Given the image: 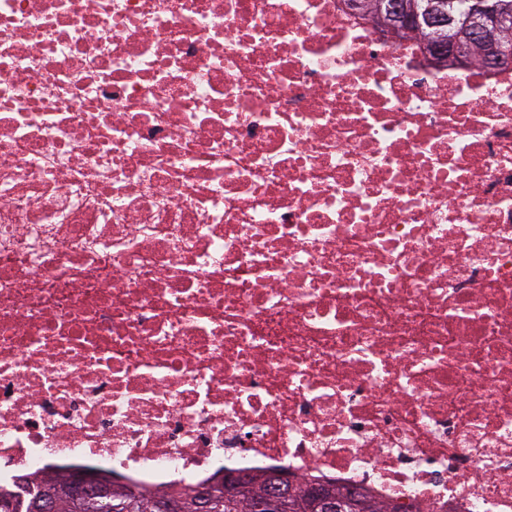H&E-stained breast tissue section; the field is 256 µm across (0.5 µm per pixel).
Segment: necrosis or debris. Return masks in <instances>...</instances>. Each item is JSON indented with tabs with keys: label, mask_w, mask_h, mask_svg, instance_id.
Masks as SVG:
<instances>
[{
	"label": "necrosis or debris",
	"mask_w": 512,
	"mask_h": 512,
	"mask_svg": "<svg viewBox=\"0 0 512 512\" xmlns=\"http://www.w3.org/2000/svg\"><path fill=\"white\" fill-rule=\"evenodd\" d=\"M89 467L512 512V67L342 0H0V491Z\"/></svg>",
	"instance_id": "1"
}]
</instances>
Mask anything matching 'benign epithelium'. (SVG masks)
Instances as JSON below:
<instances>
[{"label":"benign epithelium","instance_id":"benign-epithelium-1","mask_svg":"<svg viewBox=\"0 0 512 512\" xmlns=\"http://www.w3.org/2000/svg\"><path fill=\"white\" fill-rule=\"evenodd\" d=\"M353 11L364 14L372 26L397 39L404 33H426V44L436 64L467 68L473 62L471 47L481 44L486 64H512V46L487 34L512 23V7L503 0H472L466 15L458 17L449 0H429L420 8L415 0H346ZM78 493H104L108 488L86 473L77 478ZM292 493V481L284 474L263 479V488L253 499V512H282ZM196 512H212L214 488L201 486L191 492Z\"/></svg>","mask_w":512,"mask_h":512}]
</instances>
